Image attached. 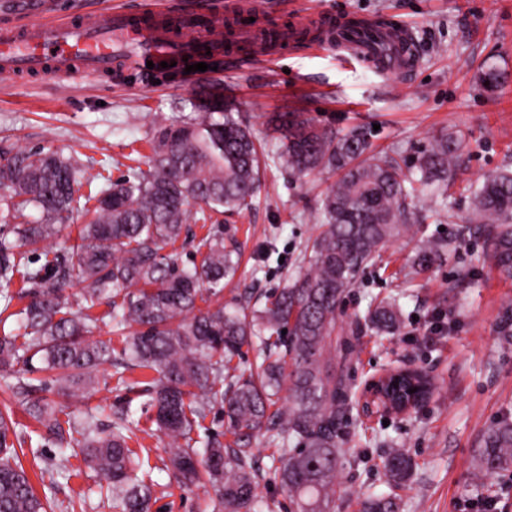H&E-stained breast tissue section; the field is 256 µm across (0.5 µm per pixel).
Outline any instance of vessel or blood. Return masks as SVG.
<instances>
[{
  "label": "vessel or blood",
  "instance_id": "1",
  "mask_svg": "<svg viewBox=\"0 0 512 512\" xmlns=\"http://www.w3.org/2000/svg\"><path fill=\"white\" fill-rule=\"evenodd\" d=\"M231 22L237 48L268 61L301 43L333 47L385 74L405 75L416 66L410 35L399 23L349 19L313 12L295 22L265 20L258 0H232L226 12L115 7L104 15L56 20L48 12L25 24L0 25V77L108 79L124 71L145 73L148 62L196 60L219 44L217 30Z\"/></svg>",
  "mask_w": 512,
  "mask_h": 512
}]
</instances>
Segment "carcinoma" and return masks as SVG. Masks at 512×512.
Returning <instances> with one entry per match:
<instances>
[{
    "instance_id": "obj_1",
    "label": "carcinoma",
    "mask_w": 512,
    "mask_h": 512,
    "mask_svg": "<svg viewBox=\"0 0 512 512\" xmlns=\"http://www.w3.org/2000/svg\"><path fill=\"white\" fill-rule=\"evenodd\" d=\"M273 122L280 137L262 152L253 132L214 100L153 131L147 169L116 180L97 174L102 186L83 203L79 160L42 149L0 153V224L14 237L0 239V300L11 304L17 277L30 288L14 313L17 327L0 333V379L43 428L40 438L103 477L100 494L116 512H152L154 481L130 447L136 433L122 414L105 423L98 409L77 414L65 402L88 398L113 377L123 384L124 372L135 369L147 372L141 395L166 438L168 469L179 484L202 490L210 512H273L275 501L262 493L271 485L288 498V512H336L349 363L362 334L401 331L405 292L370 302L350 322L342 302L360 287V273L411 231L422 196L435 213L454 218L448 179L463 143L450 133L433 139L407 176L388 153L373 152L364 126L340 134L296 112ZM269 161L298 178L324 170L339 178L313 216L319 230L291 279L252 305L226 306L224 280L236 274L239 257L220 227L208 228L190 260L175 244L185 224L209 211H250ZM471 203L461 234L477 224L485 257L511 276L512 172L487 175ZM30 206L40 213L36 224L19 221ZM77 222L71 244L64 231ZM50 239L58 249H45ZM24 248L44 250V262L23 261ZM453 249V240L423 241L412 273ZM74 284L83 288L70 295ZM104 330L123 337L121 349L94 338ZM105 364L115 371L101 372ZM38 371L46 376L30 377ZM382 386L389 399L409 402L431 393L433 378L400 371ZM215 410L224 413L229 442L203 425ZM259 437L278 462L270 476L252 448ZM24 443L12 409L3 407L0 512H56V499L29 480ZM411 468L404 449L389 447L385 469L394 484L405 483ZM476 468L483 476L512 472V413L483 434ZM400 509L391 495L360 501V512Z\"/></svg>"
}]
</instances>
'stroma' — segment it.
Wrapping results in <instances>:
<instances>
[{
	"label": "stroma",
	"mask_w": 512,
	"mask_h": 512,
	"mask_svg": "<svg viewBox=\"0 0 512 512\" xmlns=\"http://www.w3.org/2000/svg\"><path fill=\"white\" fill-rule=\"evenodd\" d=\"M265 13L326 11L341 16L386 17L409 29L418 60L407 76H382L364 62L333 51L298 48L275 64L222 57L216 69L191 85L141 76L119 82L88 77L73 81L23 79L0 82V150H54L125 174L134 154H148L152 131L193 103L217 94L235 108L258 143H271L268 120L276 112H300L337 131L373 128L375 149L396 152L403 172H412L434 135H460L465 148L448 186L452 216L425 218L414 236L387 246L384 266L368 268L360 288L343 300L346 319L385 297L407 271L418 244L430 237L457 239L427 271L416 275L402 301L404 326L387 338L363 335L350 365L354 390L381 366L409 363L435 380L431 398L405 418L367 419L351 410L341 512H359L367 494H397L402 512H477L479 497L499 498L497 512H512V473L475 487V453L486 429L512 411V346L498 325L512 306V276L485 259L480 238L460 237L471 210L470 188L489 173L512 170V0H259ZM501 74L496 93L480 82L482 70ZM333 175L305 179L282 166L265 171L268 195L245 214H217L225 239L242 248L240 268L224 287L225 300H244L283 285L298 266L306 239L316 231L310 216ZM89 407L129 410L141 428L137 453L150 469L158 500L152 512H200V490L179 485L163 465L164 448L152 436L150 414L136 392L116 384L100 387ZM412 460L405 485L396 487L384 468L387 442ZM77 473L59 479L56 498L86 501V512H113L99 496L101 477L72 459Z\"/></svg>",
	"instance_id": "35a3bbf8"
}]
</instances>
